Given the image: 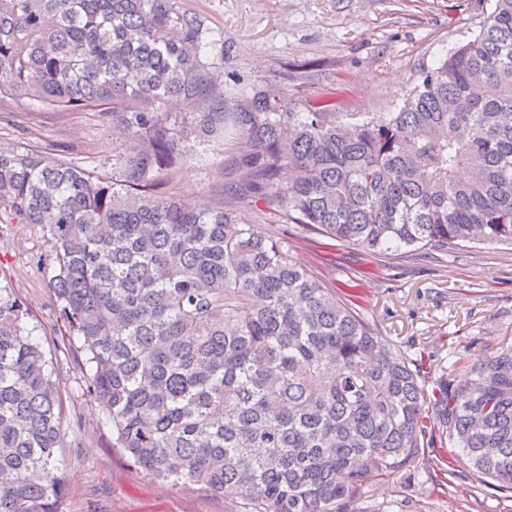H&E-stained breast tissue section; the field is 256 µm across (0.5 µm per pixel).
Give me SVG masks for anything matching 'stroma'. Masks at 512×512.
Listing matches in <instances>:
<instances>
[{
  "label": "stroma",
  "mask_w": 512,
  "mask_h": 512,
  "mask_svg": "<svg viewBox=\"0 0 512 512\" xmlns=\"http://www.w3.org/2000/svg\"><path fill=\"white\" fill-rule=\"evenodd\" d=\"M199 13L224 40L218 62L225 80H277L304 102L335 94L347 112H393L422 69L455 44L472 39L492 0H178ZM51 157L111 167L116 144L96 110L60 116L25 108L0 109V144L21 129ZM222 144L203 148L200 161L181 167L176 188L187 203L217 182ZM265 232L288 241L292 260L334 288L372 321L381 336L408 356H429L433 375L452 352L473 362L512 342V246L480 245L443 258L402 254L380 261L320 235L268 224ZM46 233L0 210V274L25 299L35 337L51 357L74 445L60 451L66 485L63 512H243L239 498L183 490L146 477L112 445L102 407L86 392L70 354L55 342L63 331L60 308L37 273L47 257ZM512 512V497L475 481L437 485L414 462L370 487L358 512Z\"/></svg>",
  "instance_id": "1"
}]
</instances>
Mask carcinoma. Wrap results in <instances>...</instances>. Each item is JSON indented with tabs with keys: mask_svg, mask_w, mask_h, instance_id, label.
I'll use <instances>...</instances> for the list:
<instances>
[{
	"mask_svg": "<svg viewBox=\"0 0 512 512\" xmlns=\"http://www.w3.org/2000/svg\"><path fill=\"white\" fill-rule=\"evenodd\" d=\"M176 0H0V103L99 108L112 173L17 141L0 207L47 229L68 345L112 447L148 478L247 512H348L424 449L441 484L512 493V345L426 385L262 224L373 254L512 246V0L395 112L230 92ZM182 104L183 112L170 106ZM208 139L236 145L193 208L172 192ZM257 212L246 220L239 206ZM0 278V512H60L59 379Z\"/></svg>",
	"mask_w": 512,
	"mask_h": 512,
	"instance_id": "obj_1",
	"label": "carcinoma"
}]
</instances>
